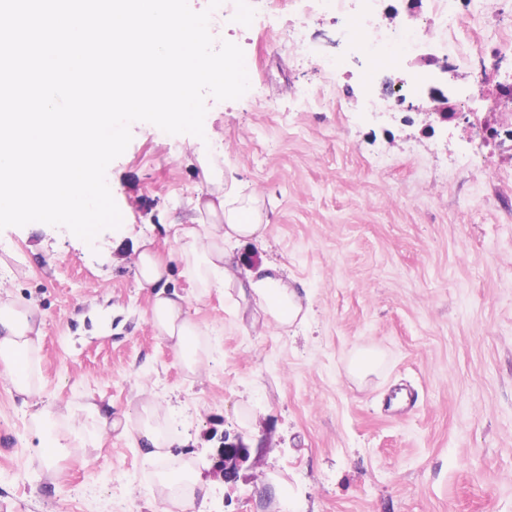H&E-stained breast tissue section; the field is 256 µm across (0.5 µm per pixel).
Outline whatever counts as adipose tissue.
<instances>
[{"mask_svg":"<svg viewBox=\"0 0 512 512\" xmlns=\"http://www.w3.org/2000/svg\"><path fill=\"white\" fill-rule=\"evenodd\" d=\"M205 197L197 201L188 222L170 225L171 241L177 248L185 274L202 291L236 290L251 300L266 323L283 328L304 320L302 299L275 264L265 262L241 272L239 257L229 244L262 241L267 231L256 193L245 192L236 180H228L215 159L200 162ZM136 278L140 287L152 289L154 299L150 321L158 336L168 341L186 370L197 373L204 362V331L187 311L185 297L170 290L166 261L151 241H143L135 251ZM43 320L30 305L0 301V369L7 373L14 390L30 399L31 421L43 429L51 417L38 398V357L42 345ZM140 447L148 456L164 455L170 438L157 423L153 402L141 406L134 429Z\"/></svg>","mask_w":512,"mask_h":512,"instance_id":"1","label":"adipose tissue"}]
</instances>
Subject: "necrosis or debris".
Masks as SVG:
<instances>
[{
	"label": "necrosis or debris",
	"instance_id": "1",
	"mask_svg": "<svg viewBox=\"0 0 512 512\" xmlns=\"http://www.w3.org/2000/svg\"><path fill=\"white\" fill-rule=\"evenodd\" d=\"M385 0H266L271 9L285 6L305 13L315 12L319 5L332 8L337 16L351 17L358 29L367 31V45L374 61L390 60L392 67H399V60L390 59L388 45L397 38H404L407 54L423 53L433 58L443 55L447 71H454L462 62L455 48H443L442 32L459 28L477 33L475 56L480 64L481 75L495 70L506 57L512 56V40L485 36L488 25L487 12L475 5L474 0H430L431 16L419 29H392L378 23L377 17L383 11Z\"/></svg>",
	"mask_w": 512,
	"mask_h": 512
}]
</instances>
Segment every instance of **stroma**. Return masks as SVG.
Listing matches in <instances>:
<instances>
[{
  "label": "stroma",
  "mask_w": 512,
  "mask_h": 512,
  "mask_svg": "<svg viewBox=\"0 0 512 512\" xmlns=\"http://www.w3.org/2000/svg\"><path fill=\"white\" fill-rule=\"evenodd\" d=\"M274 35L229 23L250 87L208 109L206 138L136 122L106 171L121 215L92 242L47 224L0 230V293L44 319L40 401L77 414L61 454L39 452L30 412L0 376V512H155L160 471L205 486L199 512H512V141L490 173L468 168L477 144L462 105L512 125V98L421 59L426 85L388 109L353 22L322 9L272 17ZM306 52L290 49L295 29ZM337 68L344 95L326 88ZM320 93L317 111L303 92ZM453 120L435 119V108ZM219 148L226 176L262 198L264 242L239 247L306 290L303 323L263 325L232 292L171 285L206 334L188 373L148 319L134 248L186 222L203 185L196 157ZM377 370L349 373L362 350ZM151 400L175 442L145 455L132 436L99 432L90 402L136 420ZM250 454L224 477V447Z\"/></svg>",
  "instance_id": "stroma-1"
}]
</instances>
